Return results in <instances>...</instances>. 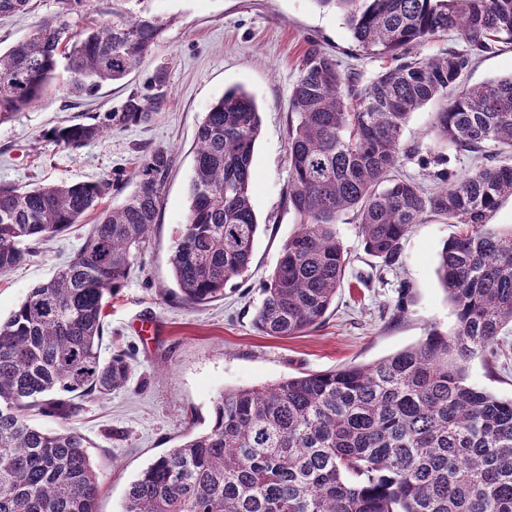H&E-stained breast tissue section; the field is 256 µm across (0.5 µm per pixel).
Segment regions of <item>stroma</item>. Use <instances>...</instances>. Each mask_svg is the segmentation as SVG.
Here are the masks:
<instances>
[{
	"label": "stroma",
	"mask_w": 512,
	"mask_h": 512,
	"mask_svg": "<svg viewBox=\"0 0 512 512\" xmlns=\"http://www.w3.org/2000/svg\"><path fill=\"white\" fill-rule=\"evenodd\" d=\"M29 13L0 16V48L24 38L44 20L58 19L61 0H31ZM134 11L163 18L166 26L152 52L123 80L96 93L76 94L55 79L40 102L0 124V183L36 186L94 181L130 174L143 154L161 147L174 162L162 191L151 236L127 279L111 299L105 320L103 357L125 353L131 373L125 387L104 399L85 398L72 421L88 440L101 483L98 512H123L131 481L186 434L205 431L224 390L272 384L281 379L347 364L366 365L414 346L431 328L451 331L453 305L437 267L456 225L428 214L403 241L399 268H383L368 255L353 221L337 229L350 255L342 288L325 322L290 338L260 334L252 317L263 286L297 229L285 205L288 184V99L311 46L336 55L361 81L382 62L359 50L342 17L315 0H130ZM167 72L165 109L145 124L105 134L79 149L62 148L44 137L48 129L118 108L143 90L156 70ZM512 75V46L476 56L467 85ZM240 87L255 100L261 118L252 171V204L259 222L253 257L242 278L229 282L223 298L186 305L166 294L173 288L170 255L186 220L194 176L199 124L213 103ZM432 101L415 110L404 129L409 153L398 172L424 186L438 166ZM97 212L38 244L10 272L0 274V316L8 317L34 286L48 281L82 243ZM157 332H138L141 321ZM503 354L486 364H468L470 385L512 399V326L501 333Z\"/></svg>",
	"instance_id": "stroma-1"
}]
</instances>
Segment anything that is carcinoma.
I'll list each match as a JSON object with an SVG mask.
<instances>
[{"label": "carcinoma", "mask_w": 512, "mask_h": 512, "mask_svg": "<svg viewBox=\"0 0 512 512\" xmlns=\"http://www.w3.org/2000/svg\"><path fill=\"white\" fill-rule=\"evenodd\" d=\"M112 0L82 24L40 23L0 51V124L42 98L58 70L76 92L125 77L164 23ZM342 15L357 46L387 58L367 84L317 46L288 109V208L298 229L282 246L253 324L264 336L321 325L348 252L337 224L353 214L364 249L401 264L405 235L430 213L464 229L440 253L452 332L368 365L228 389L204 432L141 471L124 512H512V399L466 382L467 363L497 357L512 323V228L487 223L512 197V76L459 89L477 52L512 44V0H315ZM458 31L465 46L421 60L409 48ZM167 98L166 72L121 106L51 131L71 148L149 122ZM437 99L438 144L481 159L465 177L441 169L436 187L395 174L411 112ZM261 123L243 89L224 93L199 125L185 224L170 264L180 302L202 305L251 263L258 233L252 157ZM172 167L163 148L132 174L134 190L103 212L68 263L0 319V512H96L99 476L74 427L44 429L32 411L67 422L77 398L124 386L122 354L102 356L107 298L121 287L156 224ZM121 179L23 188L0 184V273L33 246L80 223Z\"/></svg>", "instance_id": "carcinoma-1"}]
</instances>
